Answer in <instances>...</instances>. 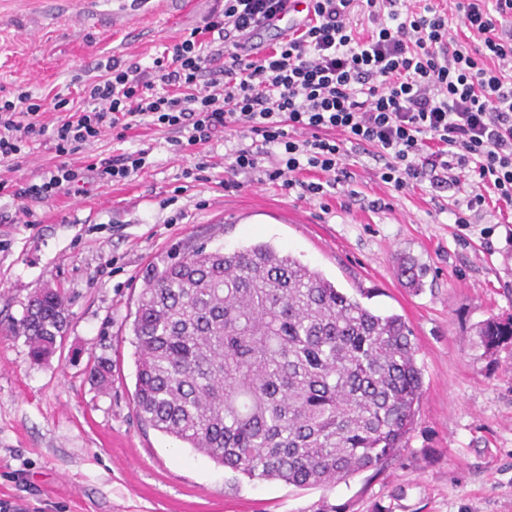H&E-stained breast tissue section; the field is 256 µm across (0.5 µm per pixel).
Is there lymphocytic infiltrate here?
Segmentation results:
<instances>
[{"label": "lymphocytic infiltrate", "instance_id": "obj_1", "mask_svg": "<svg viewBox=\"0 0 512 512\" xmlns=\"http://www.w3.org/2000/svg\"><path fill=\"white\" fill-rule=\"evenodd\" d=\"M364 3L372 30L356 35L351 16ZM286 0H215L203 28L193 29L151 65L112 60L81 84L79 102L52 106L26 90L0 95V162L37 141L58 159L39 179L0 192L45 202L83 191L86 176L71 157L106 131L146 125L165 129L176 149L204 146L231 130L236 146L224 156L225 189L235 175L299 198L324 196L340 177L345 143L380 161L378 178L400 193L422 182L438 189L470 185L466 226L488 198L512 205V0H451L449 8L405 0H313L312 15L262 55L213 48L205 34L230 39L270 26ZM477 37L469 49L453 34ZM57 111L46 123L47 109ZM144 151L93 163L100 181L130 180ZM315 172L312 180L304 172Z\"/></svg>", "mask_w": 512, "mask_h": 512}]
</instances>
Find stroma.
<instances>
[{"instance_id":"1","label":"stroma","mask_w":512,"mask_h":512,"mask_svg":"<svg viewBox=\"0 0 512 512\" xmlns=\"http://www.w3.org/2000/svg\"><path fill=\"white\" fill-rule=\"evenodd\" d=\"M214 0H149L113 15L100 0H0V92L69 96L74 75L111 58L149 62L203 26ZM168 131L140 126L82 147L76 164L146 150L138 176L114 186L88 173L87 194L31 206L0 194V512H512V346L476 347L480 324L512 315V205L461 227L464 192L422 185L402 194L378 161L347 146L348 182L298 199L242 174L224 189V139L174 151ZM211 166L188 178L201 159ZM55 163L34 143L0 180ZM384 208H373L374 200ZM274 241L366 306L411 328L424 395L404 448L380 470L333 486L250 481L142 423L134 409L131 316L152 267L192 249ZM425 271L404 286L396 258ZM57 288L69 323L55 352L33 361L12 326L33 293ZM112 364L111 388L89 376Z\"/></svg>"}]
</instances>
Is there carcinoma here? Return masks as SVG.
I'll return each instance as SVG.
<instances>
[{
	"mask_svg": "<svg viewBox=\"0 0 512 512\" xmlns=\"http://www.w3.org/2000/svg\"><path fill=\"white\" fill-rule=\"evenodd\" d=\"M405 286L423 270L398 258ZM69 313L37 290L16 331L46 359ZM135 408L157 431L254 480L337 484L404 447L423 395L412 332L291 253L259 241L197 248L155 267L132 321ZM482 356L512 343V316L478 329Z\"/></svg>",
	"mask_w": 512,
	"mask_h": 512,
	"instance_id": "carcinoma-1",
	"label": "carcinoma"
}]
</instances>
